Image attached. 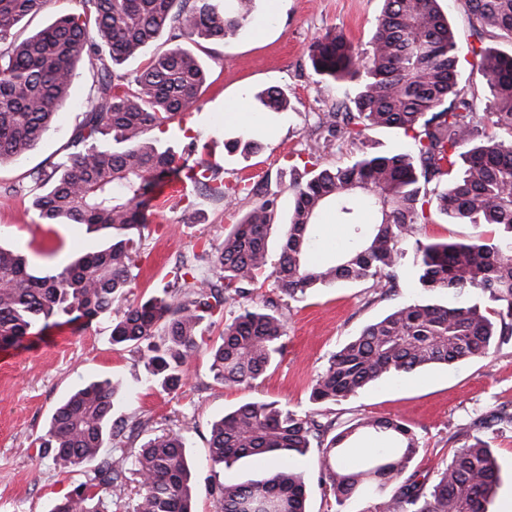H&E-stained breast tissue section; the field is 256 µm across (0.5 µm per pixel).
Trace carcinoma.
<instances>
[{"label": "carcinoma", "mask_w": 512, "mask_h": 512, "mask_svg": "<svg viewBox=\"0 0 512 512\" xmlns=\"http://www.w3.org/2000/svg\"><path fill=\"white\" fill-rule=\"evenodd\" d=\"M81 12L56 18L23 37L27 16L47 0H0V164L22 158L50 127L68 100L79 69L92 78L87 111L72 152L49 171L29 173L34 205L45 224H78L99 246L65 267L34 271L22 253L0 247V344H11L63 315L89 320L112 314L134 280V255L147 226L154 185L184 175L222 200L226 187L217 166L188 159L156 139L190 111L206 83L200 60L178 41L226 43L247 25L255 0H79ZM476 38L471 71L488 94L458 86L459 55L439 0H383L381 15L362 58L343 33L327 32L309 49L313 71L353 86L350 102L324 115L331 132L361 139L365 131L394 129L407 149L367 151L346 166L323 168L289 190L293 205L276 262H270L269 230L277 194L259 202L224 237L205 245L207 268L184 259L171 287L127 305L112 320V345L133 346L161 386H180L184 366L206 341L199 326L221 317L220 341L209 346L210 372L225 386L253 388L283 355L286 319L272 298H254L256 285L303 298L314 288L372 281L379 296L398 293L403 242L432 215L449 224H491L487 239L416 240L419 288L446 292L452 305L404 301L333 353L310 389L316 408L298 413L276 401L252 400L211 426L207 462L213 473L244 458L276 459L267 477L216 481L210 492L220 512H307L305 481L294 460L318 448L320 482L344 503L365 489L380 495L374 512H489L499 470L489 442L480 438L455 451L429 484L409 472L419 450L405 422L364 416L339 422L322 405L357 395L393 376L435 365L487 357L496 338L512 336V0H460ZM177 45L153 53L133 80L119 66L142 56L163 34ZM268 112L287 110L278 89L258 96ZM232 150L247 156L260 143L240 128ZM373 213L370 224L361 214ZM348 229L351 246L331 258L311 252L315 229L326 214ZM477 293L498 303L489 313ZM126 391L110 379L91 381L56 408L37 452L84 470V480L50 512H112L122 499L125 473L139 475L133 512H192L196 487L187 438L180 432L148 438L137 450L103 457L105 438L125 426L112 421ZM371 433L395 438L365 459L346 461L347 442ZM393 487L389 497L383 496Z\"/></svg>", "instance_id": "carcinoma-1"}]
</instances>
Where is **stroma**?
I'll list each match as a JSON object with an SVG mask.
<instances>
[{
    "mask_svg": "<svg viewBox=\"0 0 512 512\" xmlns=\"http://www.w3.org/2000/svg\"><path fill=\"white\" fill-rule=\"evenodd\" d=\"M441 7L457 36L459 85L471 89L476 79L468 64L473 41L468 17L459 0H442ZM381 10L382 0H257L239 39L229 44L203 42L194 48L207 70V87L195 107L174 121L175 134L164 142L178 152L192 148V160L203 158L220 166L225 183L245 179L278 191L269 232L271 256H278L287 231L292 201L288 183L304 178L305 161H314L320 169L345 165L361 150L385 154L405 143L394 131H370L358 142L319 126L320 117L345 100L349 86L317 76L308 60V46L327 31H340L356 53L365 54ZM273 86L288 96V111L263 112L256 95ZM87 88L88 76L80 74L70 98L58 107L54 122L26 158L0 165V245L22 251L38 268L65 266L97 244L82 226L42 223L27 178L29 170L48 167L68 154L83 117ZM234 101L245 105L261 142L260 151L246 158L226 146L238 124L224 107ZM256 201L253 195L217 200L196 191L190 202L154 207L127 301L161 291L174 263L200 252L201 240L220 247ZM414 248L411 241L403 246L397 297L380 299L368 284L341 283L299 300L280 298L287 319L285 352L252 389L216 383L208 353L201 350L186 365L181 388L164 390L151 382L136 348L113 345L108 317L38 327L20 344L0 347V512H50L80 481L75 469L38 457L34 440L61 401L80 385L106 377L119 379L128 393L114 410L115 420L148 421L151 436L185 432L195 461L194 512H219L208 492L213 478L243 481L271 470L272 463L240 461L213 475L205 460L212 421L256 398L298 412L310 410L311 385L332 353L364 325L389 313L397 301L423 299L414 275ZM503 404L512 406L511 337L489 357L379 382L332 404L330 410L343 421L362 415L404 420L420 441L412 468L431 482L455 450L474 437L486 439L500 473L490 509L500 512L502 502L512 498V426L492 431L482 422ZM298 466L305 474L309 512H370L377 502L376 497L362 495L337 504L319 480L317 450H310Z\"/></svg>",
    "mask_w": 512,
    "mask_h": 512,
    "instance_id": "stroma-1",
    "label": "stroma"
}]
</instances>
